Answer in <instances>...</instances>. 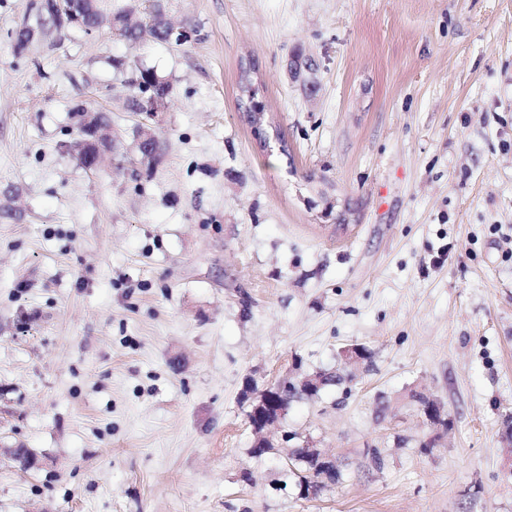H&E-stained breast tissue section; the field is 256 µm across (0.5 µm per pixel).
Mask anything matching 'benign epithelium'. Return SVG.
Masks as SVG:
<instances>
[{
	"mask_svg": "<svg viewBox=\"0 0 512 512\" xmlns=\"http://www.w3.org/2000/svg\"><path fill=\"white\" fill-rule=\"evenodd\" d=\"M36 23L24 25L23 43L31 44L41 36L45 28L52 27L56 30L80 29L95 32L107 27L116 33L126 36L130 30V24L126 21L119 23L110 16L96 15L91 17L84 9V0H42V3L34 5ZM167 95L161 96H137L136 109L139 112L152 114L161 111L166 105ZM111 128L108 125L105 114L100 110H92L86 113L81 127L79 149L81 156L85 158L84 168L88 171L95 169L104 154L111 146ZM139 153L138 163L144 164L152 161L158 150V139L150 131L142 133L137 142ZM288 402V384L279 383L271 387L261 395L257 404L250 411V423L257 426L267 425V415L275 411L282 415Z\"/></svg>",
	"mask_w": 512,
	"mask_h": 512,
	"instance_id": "obj_1",
	"label": "benign epithelium"
}]
</instances>
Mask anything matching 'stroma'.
Returning <instances> with one entry per match:
<instances>
[{
  "label": "stroma",
  "mask_w": 512,
  "mask_h": 512,
  "mask_svg": "<svg viewBox=\"0 0 512 512\" xmlns=\"http://www.w3.org/2000/svg\"><path fill=\"white\" fill-rule=\"evenodd\" d=\"M117 2L192 37L20 52L0 0V512H512V0ZM307 445L340 473L310 499ZM142 73H146L151 77L152 81L145 80ZM134 95H150L152 93H158L164 91L166 88L172 91L171 85L165 81H159L156 77L149 74L148 71H140L138 78L131 84ZM167 94L161 96H135L136 109L138 112H146L152 114L154 112H160L166 105ZM87 112L81 127V138L78 141L83 164L88 171L94 170L111 146V128L103 111ZM288 401L287 383H279L275 387L265 390L258 403L252 406L249 413L250 423L252 425L255 423L256 426L268 425L266 422L268 412L273 416L272 410H275L277 416L280 417L284 413Z\"/></svg>",
  "instance_id": "stroma-1"
}]
</instances>
